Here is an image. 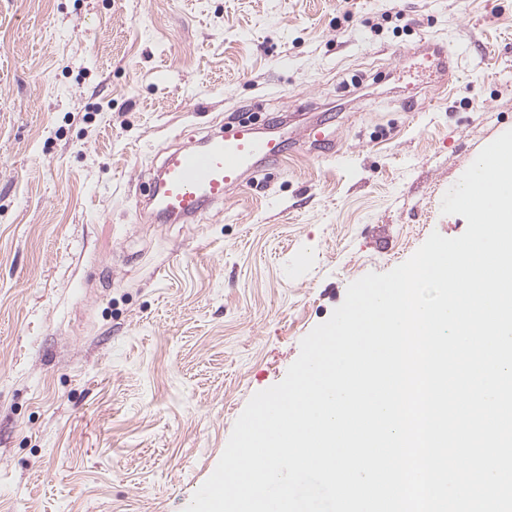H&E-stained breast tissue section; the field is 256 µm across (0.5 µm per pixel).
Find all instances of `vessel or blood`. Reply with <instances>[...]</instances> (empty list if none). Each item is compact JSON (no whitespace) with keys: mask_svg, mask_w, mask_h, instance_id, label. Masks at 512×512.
Wrapping results in <instances>:
<instances>
[{"mask_svg":"<svg viewBox=\"0 0 512 512\" xmlns=\"http://www.w3.org/2000/svg\"><path fill=\"white\" fill-rule=\"evenodd\" d=\"M299 139L321 157H334L325 123L298 130ZM290 145L282 136L240 119L229 130L211 132L196 143L167 150L154 177L147 204L159 222L192 224L206 210L262 170L277 166Z\"/></svg>","mask_w":512,"mask_h":512,"instance_id":"1","label":"vessel or blood"}]
</instances>
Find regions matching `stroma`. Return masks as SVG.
I'll list each match as a JSON object with an SVG mask.
<instances>
[{"instance_id":"obj_1","label":"stroma","mask_w":512,"mask_h":512,"mask_svg":"<svg viewBox=\"0 0 512 512\" xmlns=\"http://www.w3.org/2000/svg\"><path fill=\"white\" fill-rule=\"evenodd\" d=\"M292 110L341 157L143 213L167 147ZM510 129L512 0H0V512H184L348 285L465 231L442 198ZM423 60L426 63H430V65H434L444 75V78L439 81H442V83L438 87L436 84L429 86L424 90V94L428 96L434 94V92L438 94L441 89H446L447 87L449 93L452 90V82L448 79V50L445 52L442 47L433 46L423 53Z\"/></svg>"}]
</instances>
